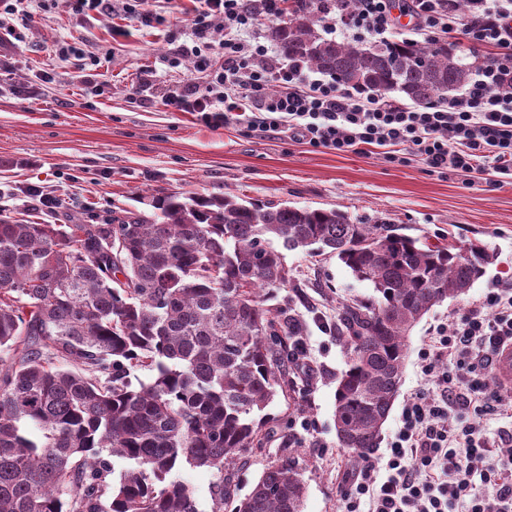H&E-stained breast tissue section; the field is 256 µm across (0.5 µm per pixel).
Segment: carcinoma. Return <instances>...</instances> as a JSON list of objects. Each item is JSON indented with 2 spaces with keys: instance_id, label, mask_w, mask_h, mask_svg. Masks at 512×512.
<instances>
[{
  "instance_id": "obj_1",
  "label": "carcinoma",
  "mask_w": 512,
  "mask_h": 512,
  "mask_svg": "<svg viewBox=\"0 0 512 512\" xmlns=\"http://www.w3.org/2000/svg\"><path fill=\"white\" fill-rule=\"evenodd\" d=\"M317 23L294 3L269 36L291 62L413 105L465 89L485 60L464 64L440 40L326 39ZM151 206L150 216L116 211L110 224L0 217V512H199L183 465L222 475L263 447L270 431L256 413L291 384L294 337L307 326L289 304H267L297 287L284 249L332 255L373 289L343 303L335 324L347 354L337 443L366 455L399 395L411 330L494 261L481 242L430 246L336 209L231 193ZM304 493L281 461L242 498L218 482L211 512H302Z\"/></svg>"
}]
</instances>
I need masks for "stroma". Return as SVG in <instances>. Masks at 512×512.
Listing matches in <instances>:
<instances>
[{
	"label": "stroma",
	"mask_w": 512,
	"mask_h": 512,
	"mask_svg": "<svg viewBox=\"0 0 512 512\" xmlns=\"http://www.w3.org/2000/svg\"><path fill=\"white\" fill-rule=\"evenodd\" d=\"M197 7L196 0H176L167 23L153 27L135 16L83 18L54 9L19 41L0 43V53L11 59L10 71L0 75V215L19 224H104L138 196L148 201L170 193L229 192L259 204L335 208L357 221L400 224L428 243L486 244L495 261L485 275L412 330L400 394L369 454L377 460L419 384L418 351L434 326L478 305L493 283L512 281V178L491 167L468 175L437 173L417 156L391 164L372 146L348 153L313 149L283 135L210 128L172 111L159 92L187 81L194 59L182 57L174 70L165 58L188 43L186 22ZM116 26L128 29L129 37L113 39ZM62 39L111 51L97 87L87 86L75 65L58 60ZM145 68L154 72L147 91L137 82ZM45 72L51 82L42 81ZM43 195L57 199L54 211L41 205ZM285 262L302 290L286 288L279 296L293 299L307 323L308 359L291 370L293 389L267 408L271 441L244 450L225 475L242 496L267 464L288 457L306 485L302 512H339L347 479L362 461L336 444V378L346 356L333 326L340 302L368 298L373 290L331 256L289 251ZM305 419L312 431L302 429Z\"/></svg>",
	"instance_id": "35a3bbf8"
}]
</instances>
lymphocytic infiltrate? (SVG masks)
Masks as SVG:
<instances>
[{
	"label": "lymphocytic infiltrate",
	"instance_id": "1",
	"mask_svg": "<svg viewBox=\"0 0 512 512\" xmlns=\"http://www.w3.org/2000/svg\"><path fill=\"white\" fill-rule=\"evenodd\" d=\"M283 0H199L190 22L195 75L161 100L195 115L205 126L235 124L257 136L291 133L312 148L337 152L384 148L387 162L422 157L434 171L472 172L495 164L512 174V0H475L468 21L441 9L439 0H412L418 34L458 31L484 64L461 95L407 106L332 78H308L302 65L280 62L253 29L259 16H280ZM77 15L117 10L161 21L148 0H60ZM321 21L338 24L352 39L381 35L393 25L395 0H359L352 12L335 0H303ZM224 37L211 43L212 27ZM512 345V282L488 291L480 305L438 325L419 350L423 379L433 362L448 366L435 387H421L403 408L387 448L386 475L371 478L366 461L342 512H512V457L490 456V440L471 415L512 418V392L493 386L500 351Z\"/></svg>",
	"mask_w": 512,
	"mask_h": 512
}]
</instances>
